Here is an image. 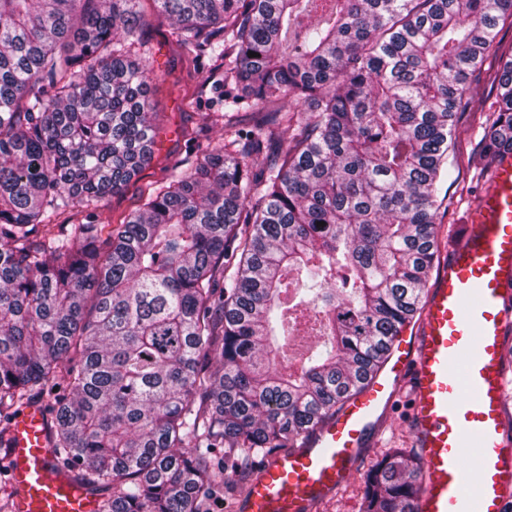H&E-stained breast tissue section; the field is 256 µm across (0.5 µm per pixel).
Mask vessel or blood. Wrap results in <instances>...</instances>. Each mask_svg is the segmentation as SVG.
Instances as JSON below:
<instances>
[{
    "label": "vessel or blood",
    "instance_id": "obj_1",
    "mask_svg": "<svg viewBox=\"0 0 512 512\" xmlns=\"http://www.w3.org/2000/svg\"><path fill=\"white\" fill-rule=\"evenodd\" d=\"M449 246L416 324L396 336L389 368L302 444L271 456L240 512H310L336 493L401 390L424 463L417 512H512V420L503 393L512 336V153L503 154ZM8 479L15 512H96L49 442L48 420L26 408L11 423Z\"/></svg>",
    "mask_w": 512,
    "mask_h": 512
}]
</instances>
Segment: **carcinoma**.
<instances>
[{"instance_id": "cac0c4a2", "label": "carcinoma", "mask_w": 512, "mask_h": 512, "mask_svg": "<svg viewBox=\"0 0 512 512\" xmlns=\"http://www.w3.org/2000/svg\"><path fill=\"white\" fill-rule=\"evenodd\" d=\"M140 2L0 0V448L39 406L96 512H203L335 415L421 313L491 51L483 154L512 152V0H149L213 64L224 138L118 223L56 224L154 158L150 63L120 44L149 24ZM302 334L325 350L272 357ZM423 468L376 459L360 512H415Z\"/></svg>"}]
</instances>
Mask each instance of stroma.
I'll return each mask as SVG.
<instances>
[{
    "label": "stroma",
    "mask_w": 512,
    "mask_h": 512,
    "mask_svg": "<svg viewBox=\"0 0 512 512\" xmlns=\"http://www.w3.org/2000/svg\"><path fill=\"white\" fill-rule=\"evenodd\" d=\"M139 37L149 49V62L157 75L156 90L150 96L151 109L159 114L155 157L138 177L104 202L91 203L79 212L66 215L68 223H117L164 177L167 166L201 157L208 141L223 135L222 127L208 119L211 112L223 109V90L203 97L196 94V87L208 68L207 59L181 46L176 27L164 19L144 28ZM497 79L498 65L491 58L468 80L470 92L454 146L456 166L452 181L446 184V208L439 216L440 236L445 242L468 226L469 216L488 178L476 159L475 145L481 136V125L491 116L497 100ZM201 126L207 127L208 132L197 143H186L178 134L179 128L192 130ZM410 440L407 406L401 403L394 408L383 433L369 436L368 445L348 481L334 496L321 502L316 512H358L364 476L372 463L387 449L409 447Z\"/></svg>",
    "instance_id": "35a3bbf8"
}]
</instances>
